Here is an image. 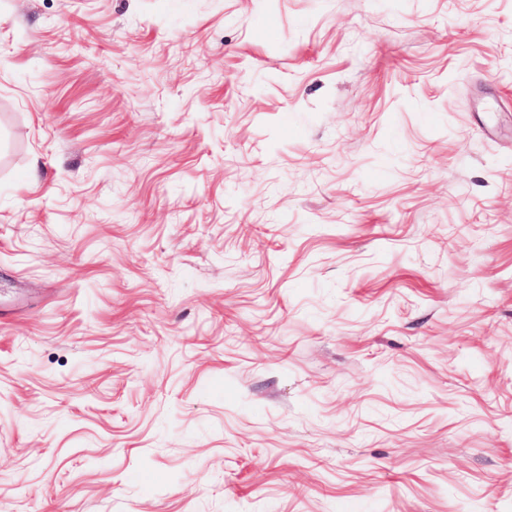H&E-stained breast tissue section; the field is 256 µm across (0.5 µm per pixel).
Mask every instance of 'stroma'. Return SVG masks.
<instances>
[{
    "mask_svg": "<svg viewBox=\"0 0 512 512\" xmlns=\"http://www.w3.org/2000/svg\"><path fill=\"white\" fill-rule=\"evenodd\" d=\"M0 512H512V0H0Z\"/></svg>",
    "mask_w": 512,
    "mask_h": 512,
    "instance_id": "obj_1",
    "label": "stroma"
}]
</instances>
